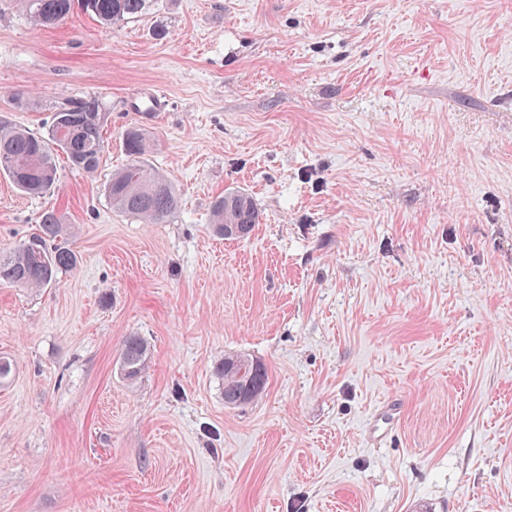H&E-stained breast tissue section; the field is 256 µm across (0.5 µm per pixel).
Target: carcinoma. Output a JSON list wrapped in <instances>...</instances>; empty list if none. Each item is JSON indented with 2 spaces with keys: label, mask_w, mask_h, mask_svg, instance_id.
Wrapping results in <instances>:
<instances>
[{
  "label": "carcinoma",
  "mask_w": 512,
  "mask_h": 512,
  "mask_svg": "<svg viewBox=\"0 0 512 512\" xmlns=\"http://www.w3.org/2000/svg\"><path fill=\"white\" fill-rule=\"evenodd\" d=\"M32 23L54 28L73 13L75 0H20ZM82 8L106 26H119L141 16L146 0H81ZM107 113L102 101L89 97L73 101L52 115L48 136L22 127L0 125V172L29 195H42L56 187L57 157L66 156L87 174L98 170L104 153L103 131ZM130 162L112 175L105 186L112 208L143 224H165L178 208L173 182L153 169L145 155L150 149L143 129L126 128L122 133ZM214 231L226 238L248 236L260 223V213L249 194L230 190L211 205ZM66 227L52 210L42 213L36 232L10 251H0V284L39 289L55 284L59 274L71 271L78 257L61 243ZM148 345L140 336L123 341L120 370L129 381L145 371ZM224 380V405L237 407L261 397L267 386V371L259 362L241 355H228L216 365Z\"/></svg>",
  "instance_id": "carcinoma-1"
}]
</instances>
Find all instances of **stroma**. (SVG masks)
Instances as JSON below:
<instances>
[{"mask_svg":"<svg viewBox=\"0 0 512 512\" xmlns=\"http://www.w3.org/2000/svg\"><path fill=\"white\" fill-rule=\"evenodd\" d=\"M90 96L96 174L60 160L33 198L0 173V250L52 210L79 260L0 285V512H512V0H148L48 29L0 0V124ZM131 125L168 223L104 194ZM232 188L261 214L242 240L211 230ZM227 353L265 365L261 399L225 406ZM149 355L148 345L142 337L127 336L120 354V370L126 380L134 381L145 371Z\"/></svg>","mask_w":512,"mask_h":512,"instance_id":"stroma-1","label":"stroma"}]
</instances>
